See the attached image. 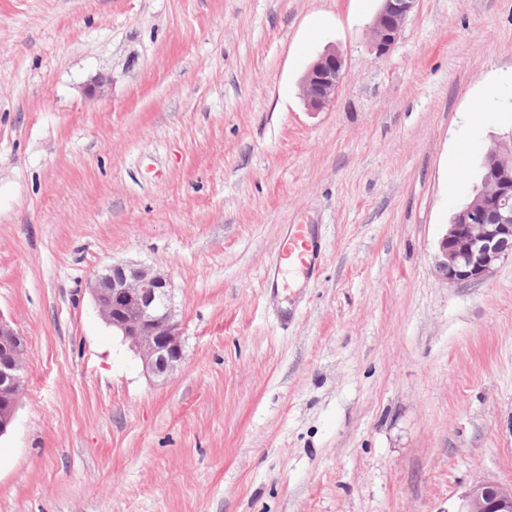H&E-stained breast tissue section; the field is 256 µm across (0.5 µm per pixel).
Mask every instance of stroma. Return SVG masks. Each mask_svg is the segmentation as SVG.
Listing matches in <instances>:
<instances>
[{
    "label": "stroma",
    "mask_w": 512,
    "mask_h": 512,
    "mask_svg": "<svg viewBox=\"0 0 512 512\" xmlns=\"http://www.w3.org/2000/svg\"><path fill=\"white\" fill-rule=\"evenodd\" d=\"M0 0V512H456L512 484V258L434 270L512 134V0ZM345 58L332 107L308 65ZM322 242L288 274L295 225ZM171 279L167 379L88 284ZM382 6L371 28V45L376 56L387 54L402 35L408 16L419 0H381ZM344 68V57L336 48L327 49L308 68L302 79V97L315 112L333 105ZM26 342L0 314V437L12 426L25 390Z\"/></svg>",
    "instance_id": "stroma-1"
}]
</instances>
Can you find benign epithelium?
<instances>
[{
  "label": "benign epithelium",
  "instance_id": "1",
  "mask_svg": "<svg viewBox=\"0 0 512 512\" xmlns=\"http://www.w3.org/2000/svg\"><path fill=\"white\" fill-rule=\"evenodd\" d=\"M419 0H382L371 28L376 56L387 54L402 35ZM344 57L326 50L302 79L307 107L320 112L333 105ZM481 189L452 216L439 241L437 275L449 283L485 280L500 261L512 257V153L497 145L482 162ZM89 290L102 320L128 342L143 369L165 377L183 358V333L172 306L168 276L152 267L114 264L95 274ZM26 342L0 316V437L12 426L25 390ZM457 512H512V486L478 482L462 495Z\"/></svg>",
  "mask_w": 512,
  "mask_h": 512
}]
</instances>
